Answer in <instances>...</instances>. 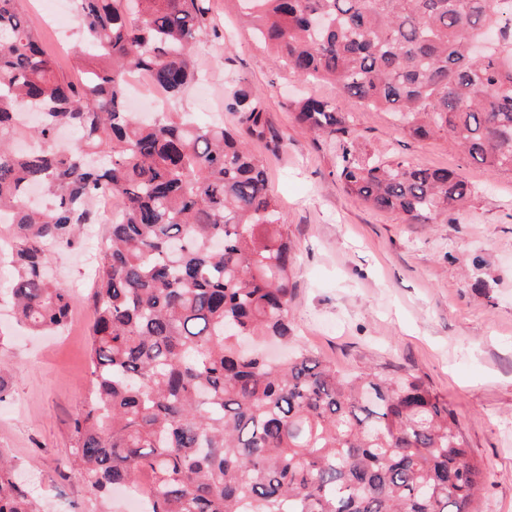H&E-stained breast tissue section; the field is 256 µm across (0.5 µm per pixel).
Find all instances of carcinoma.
I'll list each match as a JSON object with an SVG mask.
<instances>
[{
    "label": "carcinoma",
    "instance_id": "1",
    "mask_svg": "<svg viewBox=\"0 0 512 512\" xmlns=\"http://www.w3.org/2000/svg\"><path fill=\"white\" fill-rule=\"evenodd\" d=\"M295 76L330 79L411 136L446 132L491 171H512V0H244ZM80 75L59 72L20 0H0V211L12 314L62 329L73 296L50 249L80 246L107 194L92 292L94 389L72 424L87 495L150 493L149 512H472L487 471L448 402L414 376L341 374L297 346L280 360L242 342H286L295 254L279 201L247 146L265 132L241 84L239 125L128 110L129 77L167 100L195 80L207 0H73ZM24 107L43 110L23 127ZM298 124L339 142L344 189L407 224L450 220L475 194L458 173L362 154L346 112L290 102ZM77 133L56 151L57 130ZM21 138L42 148L15 150ZM55 199L26 203L30 186ZM0 512H44L0 449Z\"/></svg>",
    "mask_w": 512,
    "mask_h": 512
}]
</instances>
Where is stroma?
<instances>
[{"instance_id": "stroma-1", "label": "stroma", "mask_w": 512, "mask_h": 512, "mask_svg": "<svg viewBox=\"0 0 512 512\" xmlns=\"http://www.w3.org/2000/svg\"><path fill=\"white\" fill-rule=\"evenodd\" d=\"M220 38L196 49L202 82L175 110L206 124L226 108L232 81L261 95L268 130L248 142L266 166L297 254L290 315L295 340L338 370L412 375L448 400L487 481L473 512H512V171L491 173L448 135L415 138L391 114L365 109L329 81L305 82L280 65L241 16L239 0H209ZM315 96L354 117L364 153L450 168L478 192L454 223L406 224L348 195L339 147L296 123L290 99ZM56 249L51 267L70 288L68 325L40 336L0 323L11 396L0 403V448L20 464L46 512H98L80 475L64 471L71 425L92 389L86 300L88 254Z\"/></svg>"}]
</instances>
